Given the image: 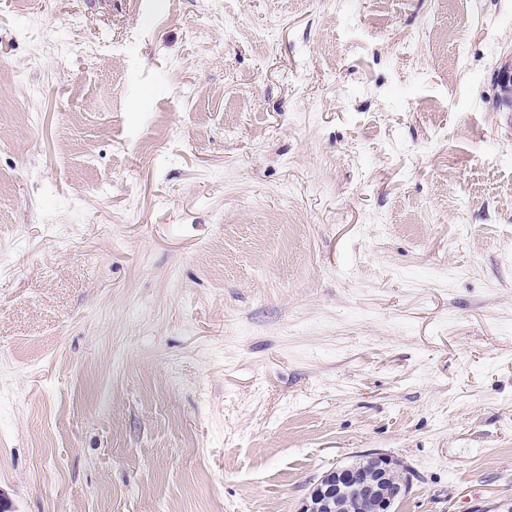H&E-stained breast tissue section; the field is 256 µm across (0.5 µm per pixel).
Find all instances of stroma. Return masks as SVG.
Returning <instances> with one entry per match:
<instances>
[{"mask_svg":"<svg viewBox=\"0 0 512 512\" xmlns=\"http://www.w3.org/2000/svg\"><path fill=\"white\" fill-rule=\"evenodd\" d=\"M512 0H0V504L512 497ZM410 483L391 458L371 453L357 464L327 472L301 512H396Z\"/></svg>","mask_w":512,"mask_h":512,"instance_id":"35a3bbf8","label":"stroma"}]
</instances>
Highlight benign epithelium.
Instances as JSON below:
<instances>
[{
	"mask_svg": "<svg viewBox=\"0 0 512 512\" xmlns=\"http://www.w3.org/2000/svg\"><path fill=\"white\" fill-rule=\"evenodd\" d=\"M501 102L512 110V68H501L494 77ZM410 490L399 465L380 453H371L357 464L333 468L314 487L302 512H397Z\"/></svg>",
	"mask_w": 512,
	"mask_h": 512,
	"instance_id": "1",
	"label": "benign epithelium"
}]
</instances>
